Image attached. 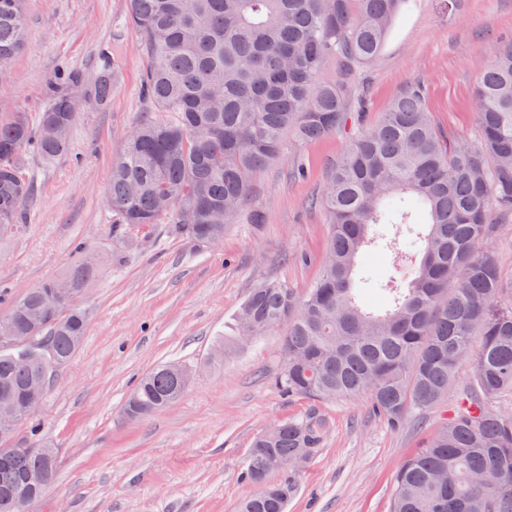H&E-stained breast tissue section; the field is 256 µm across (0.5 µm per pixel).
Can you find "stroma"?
Masks as SVG:
<instances>
[{
  "label": "stroma",
  "mask_w": 512,
  "mask_h": 512,
  "mask_svg": "<svg viewBox=\"0 0 512 512\" xmlns=\"http://www.w3.org/2000/svg\"><path fill=\"white\" fill-rule=\"evenodd\" d=\"M25 50L0 77V114L38 117L62 69L80 73L70 89L76 120L66 152L27 158L33 192L0 234V289L16 298L59 276L87 243L101 258L80 300L86 336L57 372L38 416L58 450L53 482L29 512H237L256 493L242 473L255 436L284 419L314 413L329 433L292 474L298 491L287 512H390L404 462L447 420L448 399L392 427L366 398L286 396L275 378L285 328L267 332L224 361L214 340L255 284L277 280L303 295L321 268L329 217L311 199L321 194L350 136L336 132L302 144L285 140L281 155L254 180L252 207L216 247L198 246L156 225L148 238L112 237L105 192L112 161L148 112L147 65L127 0H26ZM512 41V0H407L377 57L350 80V104L376 121L409 84H422L431 120L458 142L479 134L473 90L496 50ZM114 69L106 100L88 90ZM305 179L293 178L296 165ZM198 366L175 403L144 420L124 416L137 380L157 365Z\"/></svg>",
  "instance_id": "obj_1"
}]
</instances>
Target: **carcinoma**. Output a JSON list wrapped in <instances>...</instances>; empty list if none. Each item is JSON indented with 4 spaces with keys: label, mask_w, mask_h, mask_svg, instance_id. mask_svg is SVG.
I'll list each match as a JSON object with an SVG mask.
<instances>
[{
    "label": "carcinoma",
    "mask_w": 512,
    "mask_h": 512,
    "mask_svg": "<svg viewBox=\"0 0 512 512\" xmlns=\"http://www.w3.org/2000/svg\"><path fill=\"white\" fill-rule=\"evenodd\" d=\"M128 0L127 19L149 60L144 92L154 115L135 125L112 162V236H147L157 224L198 245L224 240L251 199L258 170L280 156L285 134L306 142L346 128L348 81L380 52L402 0ZM25 0H0V65L26 41ZM336 79L320 81L328 60ZM65 71L36 123L0 117V230L30 194L24 160L53 157L75 113ZM479 137L454 142L432 124L423 86H408L381 120L355 127L319 203L331 224L319 277L298 298L266 281L231 324L232 343L287 324L276 384L289 396L365 397L393 425L438 404L458 378L448 421L402 464L390 512H512V277L484 249L512 223V44L488 61L475 86ZM389 259L375 274L368 258ZM85 255L59 278L10 301L14 341L0 338V399L29 394L78 352L87 329L78 299L98 274ZM383 296L380 308L362 297ZM195 368L159 366L143 376L124 413L143 419L178 400ZM326 423L283 421L253 441L243 479L259 492L238 512H286L294 471L322 442ZM57 449L0 447V512L42 469L55 478Z\"/></svg>",
    "instance_id": "carcinoma-1"
}]
</instances>
